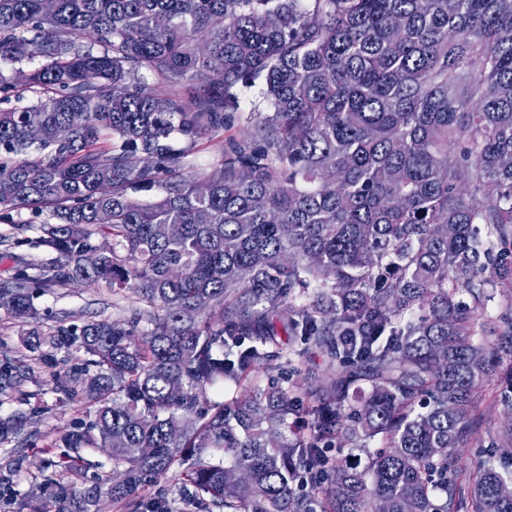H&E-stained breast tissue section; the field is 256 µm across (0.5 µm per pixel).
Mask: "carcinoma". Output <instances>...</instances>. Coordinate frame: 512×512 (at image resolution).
Instances as JSON below:
<instances>
[{"mask_svg":"<svg viewBox=\"0 0 512 512\" xmlns=\"http://www.w3.org/2000/svg\"><path fill=\"white\" fill-rule=\"evenodd\" d=\"M0 103V215L49 214L64 258L0 310L66 281L141 303L51 341L95 368L62 442L108 455L125 512H512V426L456 454L478 390L512 418V295L487 316L512 288V0H0ZM203 137L224 148L192 173ZM375 437L362 467L327 455ZM170 474L183 509L137 494Z\"/></svg>","mask_w":512,"mask_h":512,"instance_id":"cac0c4a2","label":"carcinoma"}]
</instances>
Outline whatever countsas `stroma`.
Returning <instances> with one entry per match:
<instances>
[{
  "label": "stroma",
  "instance_id": "35a3bbf8",
  "mask_svg": "<svg viewBox=\"0 0 512 512\" xmlns=\"http://www.w3.org/2000/svg\"><path fill=\"white\" fill-rule=\"evenodd\" d=\"M42 224L29 211L12 212L0 221V286L11 283L24 264L56 263L59 255L43 241ZM36 320L21 322L0 310V365L26 367L18 387L0 392V417L25 413V429L0 443V512H124L108 493L112 462L95 448L83 449L89 469L65 471L54 461L62 452V436L75 425L94 418L92 407L80 397H69L76 384L70 370L83 358L76 346L52 348L46 343L33 348L29 333L41 338L56 335L59 328H77L90 320L129 316L139 300L132 291L112 292L106 286H60L34 296ZM491 390L478 398L483 419L477 442L463 450L464 461L491 455L490 440L505 424V417L492 410Z\"/></svg>",
  "mask_w": 512,
  "mask_h": 512
}]
</instances>
